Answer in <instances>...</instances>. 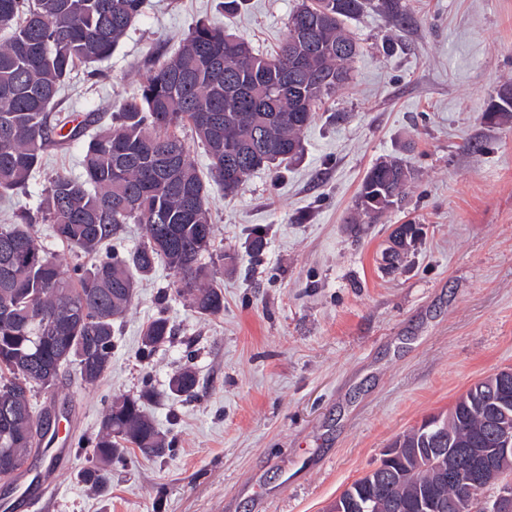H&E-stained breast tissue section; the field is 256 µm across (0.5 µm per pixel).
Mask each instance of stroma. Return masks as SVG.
<instances>
[{
    "mask_svg": "<svg viewBox=\"0 0 512 512\" xmlns=\"http://www.w3.org/2000/svg\"><path fill=\"white\" fill-rule=\"evenodd\" d=\"M299 0H145L98 75L74 72L63 115L116 112L205 20L264 54ZM396 25L372 8L349 21L360 45L348 83L304 130L302 150L254 173L231 197L210 189L212 246L202 261L224 313L197 314L164 267L138 278L116 321L111 369L93 385L76 365L32 402L65 404L71 447L55 494L36 512H325L406 429L448 411L478 380L512 368V121L487 123L512 84V0H402ZM81 150L50 151L25 187L0 198V225L37 212L56 175H80ZM397 158L413 175L398 206L356 210L366 172ZM422 235L398 268L382 254L396 225ZM262 230V253L248 250ZM165 314L171 343L138 355ZM191 368L193 397L167 394ZM151 384L164 457L131 451L100 489L79 478L82 441L108 404Z\"/></svg>",
    "mask_w": 512,
    "mask_h": 512,
    "instance_id": "stroma-1",
    "label": "stroma"
}]
</instances>
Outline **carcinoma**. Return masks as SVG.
I'll return each instance as SVG.
<instances>
[{
  "label": "carcinoma",
  "mask_w": 512,
  "mask_h": 512,
  "mask_svg": "<svg viewBox=\"0 0 512 512\" xmlns=\"http://www.w3.org/2000/svg\"><path fill=\"white\" fill-rule=\"evenodd\" d=\"M372 0H301L288 35L271 55L255 52L244 38L198 23L179 49L152 66L137 93L123 99L113 124L88 134L100 116L91 111L70 129L55 112L57 97L80 66L112 55L143 14L144 0H0V196L26 185L51 147L81 144L84 173L58 175L46 191L44 219L53 236L76 252L95 253L124 224H142L146 238L126 254L107 252L91 266L76 264L65 276L20 217L0 226V411L14 405L16 389L41 386L44 372L76 363L81 381L94 384L112 366L114 321L134 298L135 276L158 266L170 270L178 295L188 296L202 316L224 313V294L208 283L202 263L212 243L209 185L234 193L256 171L295 157L301 133L317 107L349 79L348 63L359 46L346 23ZM512 115V84L498 91L486 110L493 123ZM190 128L210 157L208 177L189 159L179 131ZM235 145L239 176L228 179L226 145ZM411 171L398 159L367 172L358 208L376 218L398 200ZM173 336L159 315L141 338L147 358ZM197 379L182 369L169 380L173 395L190 396ZM146 387L107 408L97 435L88 441L90 461L83 483L101 488L108 468L137 448L164 454L166 442L145 405ZM499 398V390H468L441 419V448H493L495 432L477 405ZM53 406L34 410L12 428L0 425V456L13 457L12 478L38 452ZM28 435L26 446L14 434ZM392 444L429 448L411 429ZM436 487L446 498L455 490L439 484L425 455L395 470L384 484L355 481L344 495L375 500L376 512H412L418 490Z\"/></svg>",
  "instance_id": "cac0c4a2"
}]
</instances>
